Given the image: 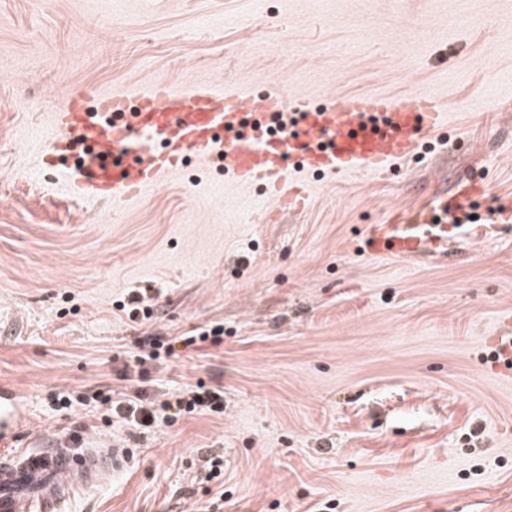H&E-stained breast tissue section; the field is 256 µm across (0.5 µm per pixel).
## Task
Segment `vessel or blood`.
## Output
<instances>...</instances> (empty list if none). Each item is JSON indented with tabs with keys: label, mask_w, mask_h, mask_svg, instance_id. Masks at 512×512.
<instances>
[{
	"label": "vessel or blood",
	"mask_w": 512,
	"mask_h": 512,
	"mask_svg": "<svg viewBox=\"0 0 512 512\" xmlns=\"http://www.w3.org/2000/svg\"><path fill=\"white\" fill-rule=\"evenodd\" d=\"M95 97L98 113L109 115L110 123L84 111L80 94H72L53 114L52 147L70 150L75 139L93 145L75 186L83 198L100 202L128 200L187 156L217 152L239 182L271 185L280 207L298 210L304 191L289 180L287 159L323 175L377 171L411 155L445 119L439 103L421 95H338L314 105L304 98L290 103L277 93L258 98L229 85L196 84L139 91V110L125 122L119 115L126 93L99 91ZM477 191L462 182L452 195L436 197L444 222L415 212L373 226L369 251L402 258L446 254L447 222L466 212ZM28 429L25 400L12 386L0 385V512H64L73 497L102 485L127 462L125 449L101 437L80 449L59 436L47 451L18 449Z\"/></svg>",
	"instance_id": "1"
}]
</instances>
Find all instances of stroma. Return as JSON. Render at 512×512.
I'll return each mask as SVG.
<instances>
[{"label": "stroma", "instance_id": "stroma-1", "mask_svg": "<svg viewBox=\"0 0 512 512\" xmlns=\"http://www.w3.org/2000/svg\"><path fill=\"white\" fill-rule=\"evenodd\" d=\"M234 85L285 99L428 95L447 126L381 173L289 174L298 212L218 164L183 163L116 206L69 196L49 114L75 90ZM483 182L512 202V0H0V382L35 430L126 448L66 512H512V221L448 233L447 256L364 245L370 225ZM147 288L148 321L120 303ZM224 341L122 380L147 335ZM220 414L143 432L88 386ZM224 458V501L201 477ZM223 334L224 328L222 326L212 327L211 329L199 327L189 330L185 336L178 337L175 342H180L185 350L191 351L197 349L195 346H200L206 342L213 346L221 345L224 341ZM61 394L63 396L59 397ZM55 399L57 404L63 408H71L76 404L97 407L98 403L102 405L110 404L103 412L111 416H106V420H111L112 416H117L134 428H148L159 426L162 422L170 423L171 416L164 412L176 408L175 414L181 410L187 412L197 411L199 414L220 413L224 411V387L216 384L206 387L204 381H198L195 387H189L182 394L176 396L174 402L164 401L160 406H156L154 400L143 398L144 392L137 391L132 397H120L112 399V395H101L95 388L85 389L84 391L62 392Z\"/></svg>", "mask_w": 512, "mask_h": 512}]
</instances>
